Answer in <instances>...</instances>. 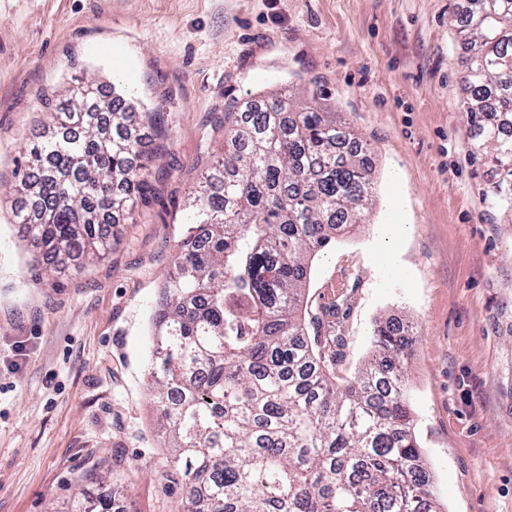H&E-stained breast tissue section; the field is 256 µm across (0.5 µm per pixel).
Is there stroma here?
Listing matches in <instances>:
<instances>
[{
  "label": "stroma",
  "mask_w": 512,
  "mask_h": 512,
  "mask_svg": "<svg viewBox=\"0 0 512 512\" xmlns=\"http://www.w3.org/2000/svg\"><path fill=\"white\" fill-rule=\"evenodd\" d=\"M463 0H0V512H178L148 387L151 316L224 110L317 88L376 159L369 221L314 260L309 313L340 303L346 374L376 320L408 323L415 433L442 512H512V212L464 112ZM116 84L164 115L154 192L102 258L39 271L9 219L47 99ZM399 254L388 258L387 241ZM28 356L14 367L15 345Z\"/></svg>",
  "instance_id": "stroma-1"
}]
</instances>
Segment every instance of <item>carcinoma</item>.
I'll use <instances>...</instances> for the list:
<instances>
[{"mask_svg": "<svg viewBox=\"0 0 512 512\" xmlns=\"http://www.w3.org/2000/svg\"><path fill=\"white\" fill-rule=\"evenodd\" d=\"M457 22L464 110L505 173L491 202L512 211V0H467ZM138 119L83 87L27 149L15 191L31 203L13 223L51 261L102 256L106 224L146 198L152 173L129 137ZM372 198L364 145L317 92L225 110L224 155L190 197L193 221L152 316L149 378L182 512H440L406 393L415 337L376 324L373 359L343 377L339 308L312 317L328 327L312 341L301 315L312 259L365 222Z\"/></svg>", "mask_w": 512, "mask_h": 512, "instance_id": "obj_1", "label": "carcinoma"}]
</instances>
